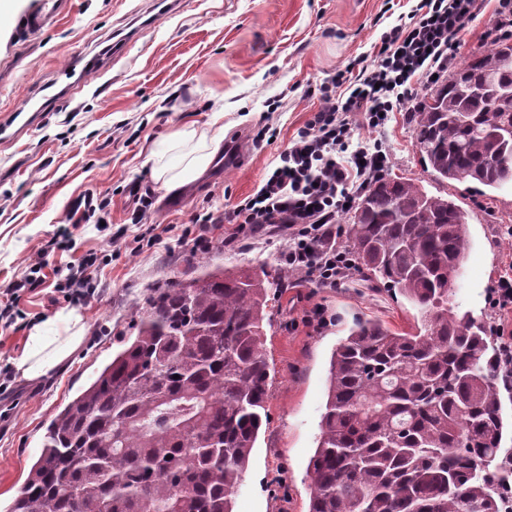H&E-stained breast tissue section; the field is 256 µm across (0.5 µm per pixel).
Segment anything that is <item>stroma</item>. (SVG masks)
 <instances>
[{"mask_svg": "<svg viewBox=\"0 0 512 512\" xmlns=\"http://www.w3.org/2000/svg\"><path fill=\"white\" fill-rule=\"evenodd\" d=\"M37 0H11L0 16V114L23 108L51 82L75 50L128 27L152 0H70L58 22L24 39L18 16ZM498 0L467 24L455 61L490 46ZM411 0H182L177 13L139 31L104 75L92 76L74 99L43 113L39 125L12 142L0 141V284L24 278L42 257L43 284L21 294L16 309L49 320L65 310L55 300L57 271L96 253L103 291L79 307L85 340L50 377L13 374L0 388V512L20 493L42 448L50 420L94 379L136 333L150 290L200 265L284 272L282 237L216 230L212 247L185 244L139 248L146 224H183L197 210L243 201L271 173L279 154L320 105L319 89L380 34L408 13ZM224 115L223 146L204 174L167 190L152 176L151 153L167 154L168 139L188 125L204 129ZM275 138L257 141L262 126ZM355 139L380 140L389 174L444 190L470 215V245L451 303L495 328L490 304L501 272L512 266V184L499 190L473 182L441 186L423 168L412 124L395 113L385 128H358ZM150 196L146 224L132 223L137 196ZM108 200L102 224L71 227L67 249L56 248L61 222L90 201ZM264 348L271 367L266 418L233 512H308L307 465L316 447L326 401L330 357L356 318L377 319L413 332L419 314L404 298L361 274L338 288H320L293 275L270 291ZM323 313L314 323V310Z\"/></svg>", "mask_w": 512, "mask_h": 512, "instance_id": "1", "label": "stroma"}]
</instances>
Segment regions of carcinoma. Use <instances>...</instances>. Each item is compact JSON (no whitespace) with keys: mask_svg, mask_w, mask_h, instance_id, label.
<instances>
[{"mask_svg":"<svg viewBox=\"0 0 512 512\" xmlns=\"http://www.w3.org/2000/svg\"><path fill=\"white\" fill-rule=\"evenodd\" d=\"M498 41L456 68L409 114L436 180L469 170L493 189L512 145L486 130L511 117L472 83ZM466 114L474 125L466 126ZM455 200L385 175L359 197L346 249L363 276L412 303L423 331L357 322L332 354L309 512H502L503 417L484 326L449 305L467 254ZM270 270L176 272L151 290L134 337L50 421L9 512H232L263 426Z\"/></svg>","mask_w":512,"mask_h":512,"instance_id":"1","label":"carcinoma"}]
</instances>
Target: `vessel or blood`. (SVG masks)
<instances>
[{
    "mask_svg": "<svg viewBox=\"0 0 512 512\" xmlns=\"http://www.w3.org/2000/svg\"><path fill=\"white\" fill-rule=\"evenodd\" d=\"M67 5L68 0H41L37 9L18 17L16 26L28 36L38 35L55 24ZM130 38V33L118 30L112 36L111 47L95 53L85 48L76 51L58 78L38 91L26 110L11 112L0 118V139L18 138L34 126L41 112L72 99L74 94L85 86L84 74H98L108 70L113 57L120 53Z\"/></svg>",
    "mask_w": 512,
    "mask_h": 512,
    "instance_id": "b4317fda",
    "label": "vessel or blood"
}]
</instances>
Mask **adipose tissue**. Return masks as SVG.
Wrapping results in <instances>:
<instances>
[{"instance_id": "adipose-tissue-1", "label": "adipose tissue", "mask_w": 512, "mask_h": 512, "mask_svg": "<svg viewBox=\"0 0 512 512\" xmlns=\"http://www.w3.org/2000/svg\"><path fill=\"white\" fill-rule=\"evenodd\" d=\"M217 120L216 128L198 129L187 127L173 135L174 145L188 142L195 143V155L184 165L155 163L152 171L156 180L166 188L172 189L198 178L207 168L213 154L219 149L224 139V129L220 127L222 113H214ZM55 323L61 324L64 333L60 336L48 335L45 325L35 324L29 329V348L15 362V369L27 380H35L49 376L83 343L82 318L75 311H61L54 317Z\"/></svg>"}]
</instances>
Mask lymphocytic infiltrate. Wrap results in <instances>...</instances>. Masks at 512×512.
<instances>
[{"label":"lymphocytic infiltrate","instance_id":"obj_1","mask_svg":"<svg viewBox=\"0 0 512 512\" xmlns=\"http://www.w3.org/2000/svg\"><path fill=\"white\" fill-rule=\"evenodd\" d=\"M484 0H417L405 20L382 32L370 55L334 72L321 89L322 105L293 140L259 189L231 210L204 209L178 234L195 250L211 246L197 224H245L250 232L284 234L281 260L288 270L322 288L349 279L355 260L337 248L333 230L347 206L383 175L388 156L381 142H353L357 127L384 128L417 95V82L447 70L460 33ZM96 254L83 257L57 281L65 301L88 304L99 294Z\"/></svg>","mask_w":512,"mask_h":512}]
</instances>
